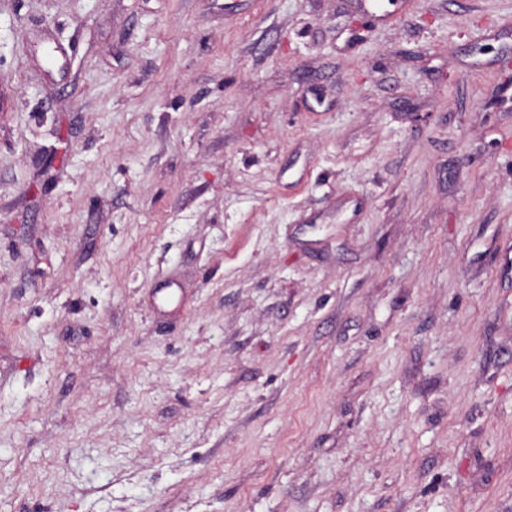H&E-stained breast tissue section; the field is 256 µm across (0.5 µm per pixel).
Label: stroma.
Instances as JSON below:
<instances>
[{
  "label": "stroma",
  "mask_w": 512,
  "mask_h": 512,
  "mask_svg": "<svg viewBox=\"0 0 512 512\" xmlns=\"http://www.w3.org/2000/svg\"><path fill=\"white\" fill-rule=\"evenodd\" d=\"M0 0V512H512V0Z\"/></svg>",
  "instance_id": "stroma-1"
}]
</instances>
